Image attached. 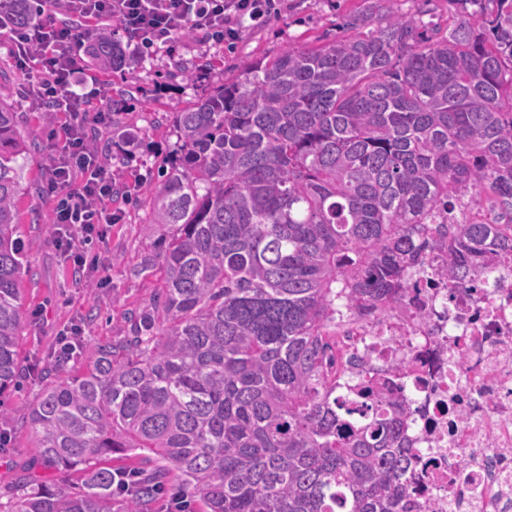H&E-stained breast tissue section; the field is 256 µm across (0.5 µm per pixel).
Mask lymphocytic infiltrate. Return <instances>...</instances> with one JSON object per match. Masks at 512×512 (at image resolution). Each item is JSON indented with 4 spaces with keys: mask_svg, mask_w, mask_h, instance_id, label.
<instances>
[{
    "mask_svg": "<svg viewBox=\"0 0 512 512\" xmlns=\"http://www.w3.org/2000/svg\"><path fill=\"white\" fill-rule=\"evenodd\" d=\"M50 11L83 20L87 26L123 33L131 56L167 50L184 33L199 44L235 43L245 28L264 24L277 10L276 0H49ZM15 0H0V39L6 40L17 68L28 76L27 95L66 121L56 146L46 190L54 200L57 246L74 265L83 266L77 242L103 239L106 225L120 215L112 209L115 193L110 165L98 162L86 141L84 103L73 83L84 68V46L71 26L34 15L15 22Z\"/></svg>",
    "mask_w": 512,
    "mask_h": 512,
    "instance_id": "1",
    "label": "lymphocytic infiltrate"
}]
</instances>
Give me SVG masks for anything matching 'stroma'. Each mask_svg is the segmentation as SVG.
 <instances>
[{
    "label": "stroma",
    "instance_id": "1",
    "mask_svg": "<svg viewBox=\"0 0 512 512\" xmlns=\"http://www.w3.org/2000/svg\"><path fill=\"white\" fill-rule=\"evenodd\" d=\"M286 2L280 14L246 30L233 46L200 47L187 36L171 52L141 60L135 76L124 81L118 73L88 62L84 81L74 90L80 95L89 94L86 112L109 116L104 123L88 122L89 138L109 152H120L121 142L112 138L113 128L119 127L135 131L142 147L139 158L130 166L114 171L117 180L137 185L131 195L113 201L114 207L123 212L122 220L108 226L102 241L84 247L87 257L99 258L102 266L81 273L56 247L53 200L45 193L59 116L23 97L27 77L7 51L0 49V98L10 103L29 143L17 197L18 238L26 253L19 280L24 322L17 352L22 377L16 389L0 395V409L11 418L9 439L0 444L1 507H9L24 493L23 481L28 474L41 471L36 461L37 438L27 426L25 414L42 390L43 371L59 336L76 327L86 346L123 338L129 312L147 305L157 290L155 278L135 276L132 269L159 249L162 230L149 221L150 192L176 142L170 124L162 119L163 113L209 93L224 79L235 77L250 60L274 57L290 44L313 45L333 38L341 16L363 6V0ZM191 64L203 66L205 78L182 79L179 67ZM95 87L103 89V96H91ZM119 87L126 90L127 100L116 108L112 97Z\"/></svg>",
    "mask_w": 512,
    "mask_h": 512
}]
</instances>
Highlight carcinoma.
<instances>
[{
	"label": "carcinoma",
	"instance_id": "1",
	"mask_svg": "<svg viewBox=\"0 0 512 512\" xmlns=\"http://www.w3.org/2000/svg\"><path fill=\"white\" fill-rule=\"evenodd\" d=\"M364 2L343 35L171 113L165 246L135 270L159 288L86 371L48 367L26 423L42 468L79 478L28 479L11 512H144L171 487L202 512H405L406 402L370 365L336 368V326L392 308L431 249L451 285L512 253V0H449L444 27ZM79 36L126 64L111 31ZM119 137L108 164L135 154ZM26 150L0 99V394L21 378ZM465 198L492 223H448Z\"/></svg>",
	"mask_w": 512,
	"mask_h": 512
}]
</instances>
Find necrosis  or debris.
Wrapping results in <instances>:
<instances>
[{
	"label": "necrosis or debris",
	"mask_w": 512,
	"mask_h": 512,
	"mask_svg": "<svg viewBox=\"0 0 512 512\" xmlns=\"http://www.w3.org/2000/svg\"><path fill=\"white\" fill-rule=\"evenodd\" d=\"M429 254L390 315L336 328V359L402 365L417 512H512V259L449 287Z\"/></svg>",
	"instance_id": "obj_1"
}]
</instances>
